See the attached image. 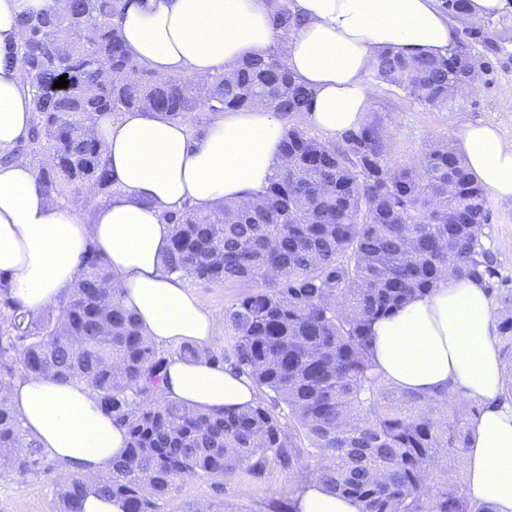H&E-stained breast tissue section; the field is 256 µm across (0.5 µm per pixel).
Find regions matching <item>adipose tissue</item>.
Masks as SVG:
<instances>
[{
  "label": "adipose tissue",
  "instance_id": "1",
  "mask_svg": "<svg viewBox=\"0 0 512 512\" xmlns=\"http://www.w3.org/2000/svg\"><path fill=\"white\" fill-rule=\"evenodd\" d=\"M67 0H0V277L29 314L42 315L78 280L81 261L99 255L110 293L134 312L156 344L210 346L223 316L166 273L172 226L184 206L246 204L284 165V120L263 105L227 111L204 134L193 117L132 110L97 116L93 130L109 160L111 194L89 214L46 191L26 159L10 154L31 127L27 76L9 51L22 16L63 10ZM301 25L287 64L315 98L309 121L333 138L362 125L371 98L366 77L376 54L448 55L455 24L438 0H292ZM134 60L156 78L185 73L199 82L264 56L279 32L267 0H129L118 20ZM458 149L489 195L512 201V141L492 124H466ZM371 360L382 380L424 396L451 393L482 411L471 425L458 480L468 498L512 512V404L502 398L512 363L501 354L493 303L483 282L442 278L370 325ZM159 395L189 407L254 404L251 382L223 365L172 356ZM27 438L59 464L62 477L93 480L123 455L127 432L82 383L18 376L9 391ZM297 512H360L355 500L308 476Z\"/></svg>",
  "mask_w": 512,
  "mask_h": 512
}]
</instances>
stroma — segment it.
Segmentation results:
<instances>
[{"label": "stroma", "mask_w": 512, "mask_h": 512, "mask_svg": "<svg viewBox=\"0 0 512 512\" xmlns=\"http://www.w3.org/2000/svg\"><path fill=\"white\" fill-rule=\"evenodd\" d=\"M453 20L460 40L469 44L484 65L481 86L438 110L419 104L393 86L374 83L366 118L388 128L386 160L390 166L409 163L432 141L457 140L467 123L499 125L506 139L512 140V44L498 37L500 30L512 27V13L479 18L457 14ZM489 205L492 218L486 245L498 259L496 286L512 292V203L493 199ZM57 474L58 465L49 458L37 476L21 478L0 472V512H58ZM305 474L302 468L288 471L272 464L259 481L244 472L218 487L204 477L186 479L162 503L161 512H189L202 501L209 503L212 512H274L275 506L287 503L300 490Z\"/></svg>", "instance_id": "1"}]
</instances>
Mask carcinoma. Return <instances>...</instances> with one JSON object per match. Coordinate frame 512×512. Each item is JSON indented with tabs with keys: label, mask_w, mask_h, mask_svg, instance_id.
Returning <instances> with one entry per match:
<instances>
[{
	"label": "carcinoma",
	"mask_w": 512,
	"mask_h": 512,
	"mask_svg": "<svg viewBox=\"0 0 512 512\" xmlns=\"http://www.w3.org/2000/svg\"><path fill=\"white\" fill-rule=\"evenodd\" d=\"M125 0H69L61 13L28 15L11 50L30 75L34 117L27 142L0 158L45 154L44 188L78 195L112 187L102 143L91 133L98 113L127 110L224 112L260 100L293 121L283 141L288 164L247 206L222 201L200 216L195 207L166 215L173 225L168 272L191 282L259 283L224 311L218 350L179 348L185 359L224 364L258 391L250 407L188 409L156 390L172 353L145 335L137 316L111 299L103 261L91 254L55 318H34L0 281V391L19 372L84 382L101 408L126 427L125 454L96 485L74 476L55 481L58 512H83L91 494L119 501L124 512H159L179 481L217 483L244 470L265 475L276 462L306 469L357 499L362 512H492L476 506L455 478L438 480L439 462L462 454L479 408L452 405L435 419L431 398L390 399L370 359V322L426 293L449 273L494 289L497 260L485 246L491 212L484 189L450 141L436 140L410 163L390 167L378 121L320 141L300 127L314 98L277 51L248 57L202 86L187 74L156 79L127 53L115 19ZM271 21L286 34L298 25L288 2ZM67 75L66 88H53ZM373 79L421 105L448 107L462 80L444 56L378 54ZM499 340L512 360V293L498 294ZM22 426L0 395V458L10 472H40L43 453L22 442Z\"/></svg>",
	"instance_id": "1"
}]
</instances>
